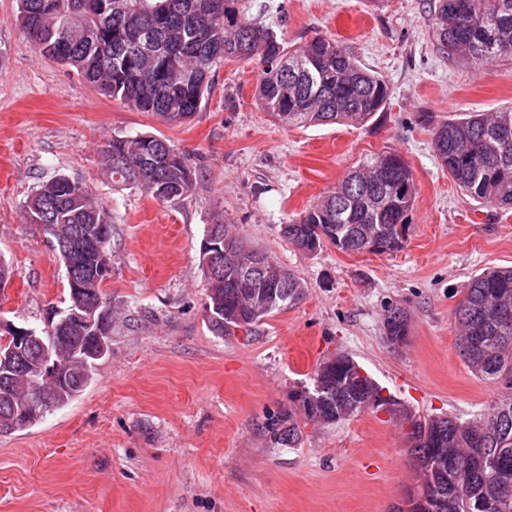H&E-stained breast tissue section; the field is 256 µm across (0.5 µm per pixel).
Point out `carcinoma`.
I'll return each instance as SVG.
<instances>
[{
    "mask_svg": "<svg viewBox=\"0 0 512 512\" xmlns=\"http://www.w3.org/2000/svg\"><path fill=\"white\" fill-rule=\"evenodd\" d=\"M18 0L23 28L36 50L47 56L59 44L65 54L50 57L74 71L99 94L121 99L140 112L170 122L188 121L201 110L218 61L259 60L257 93L263 108L286 126L365 125L384 110L390 97L387 82L365 68L335 39L319 36L293 46L264 25L239 15L235 0ZM433 29L439 49L467 65L486 66L512 55V0H438ZM434 151L461 191L491 207L512 209V107L470 112L433 123ZM104 173L112 185L141 187L162 202L187 195L193 185L186 158L166 140L148 134L113 137L100 149ZM153 160L144 165L143 158ZM410 165L394 151H383L348 172L313 207L288 224L284 236L295 247L315 252L330 243L345 252H361L374 243L377 252L400 249L416 199ZM29 224H44L52 240L80 232L75 260L81 277L68 284L67 314L91 312L90 302L104 300L103 283L111 278L112 216L97 205L88 189L66 176L42 183L25 208ZM217 229L232 241L238 266L259 261L262 276L247 292H239L237 273L206 270L205 303L211 331L227 336L247 329L281 306L296 301L304 285L291 270L262 249L244 244L228 224ZM91 326L75 324L39 332L58 347L63 368L92 345ZM461 355L480 380L507 392L478 418L461 422L448 416L418 419L399 409L398 419L411 427L416 457L415 480L427 496L413 503L415 512H512V267L473 276L456 310ZM384 334L407 336V313L387 310ZM359 366L338 355L321 362L314 382L319 391L294 390L289 401L306 421L334 423L390 404ZM0 364V414L21 416L36 408L37 392L53 382L11 379ZM276 442L299 439L296 413L271 423Z\"/></svg>",
    "mask_w": 512,
    "mask_h": 512,
    "instance_id": "1",
    "label": "carcinoma"
}]
</instances>
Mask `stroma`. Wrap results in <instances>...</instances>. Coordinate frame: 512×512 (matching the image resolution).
<instances>
[{"instance_id":"1","label":"stroma","mask_w":512,"mask_h":512,"mask_svg":"<svg viewBox=\"0 0 512 512\" xmlns=\"http://www.w3.org/2000/svg\"><path fill=\"white\" fill-rule=\"evenodd\" d=\"M236 6L292 45L338 40L388 83L385 111L363 127H286L256 97L257 62L234 61L214 68L191 121L164 122L40 56L16 0H0V254L15 269L0 320L41 330L67 307L64 269L23 208L57 175L89 187L112 214L103 291L118 313L86 390L0 433V512H394L415 483L396 410L469 421L499 394L462 361L454 311L471 277L512 266V210L461 192L419 116L442 122L511 106L512 56L482 67L449 60L433 35V0ZM136 133L184 155L196 178L182 199L162 203L105 178L99 144ZM388 149L409 163L417 189L401 250L311 253L288 242L284 224ZM224 222L305 288L250 330L218 336L200 246L207 225ZM391 306L409 316L398 348L383 331ZM339 354L379 384L392 410L304 423L295 444L274 442L270 424L290 410L289 393L312 387L316 366Z\"/></svg>"}]
</instances>
